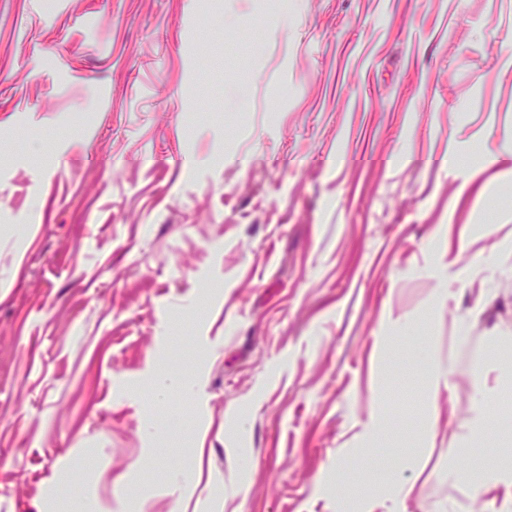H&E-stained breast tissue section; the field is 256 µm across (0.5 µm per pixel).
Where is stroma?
Masks as SVG:
<instances>
[{"label": "stroma", "mask_w": 512, "mask_h": 512, "mask_svg": "<svg viewBox=\"0 0 512 512\" xmlns=\"http://www.w3.org/2000/svg\"><path fill=\"white\" fill-rule=\"evenodd\" d=\"M510 140L512 0H0V506L512 512ZM512 156V144H507L497 153H488L482 163L465 165L458 154L454 151L448 152V170L452 172L460 171L464 174V180L460 191H466L474 184L486 170L498 166L503 161H507ZM408 342H416L419 357L424 362L429 378V391L436 401L441 397L442 391L448 389V369L436 355L430 343L416 336H401ZM481 492L502 490L512 500V467L495 465L483 470L478 478Z\"/></svg>", "instance_id": "obj_1"}]
</instances>
